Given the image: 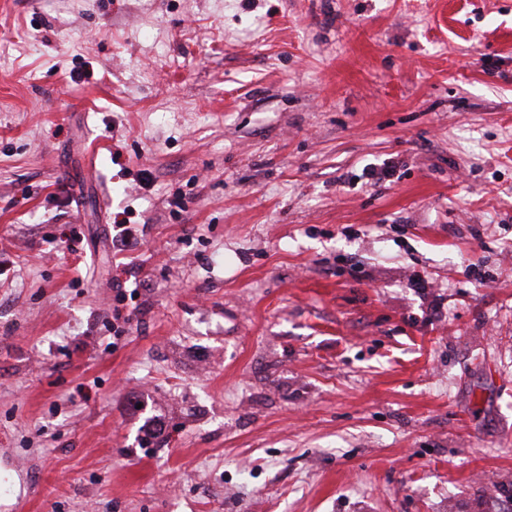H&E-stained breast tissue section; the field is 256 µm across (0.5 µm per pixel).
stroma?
<instances>
[{"instance_id": "1", "label": "stroma", "mask_w": 512, "mask_h": 512, "mask_svg": "<svg viewBox=\"0 0 512 512\" xmlns=\"http://www.w3.org/2000/svg\"><path fill=\"white\" fill-rule=\"evenodd\" d=\"M511 501L512 0H0V512Z\"/></svg>"}]
</instances>
